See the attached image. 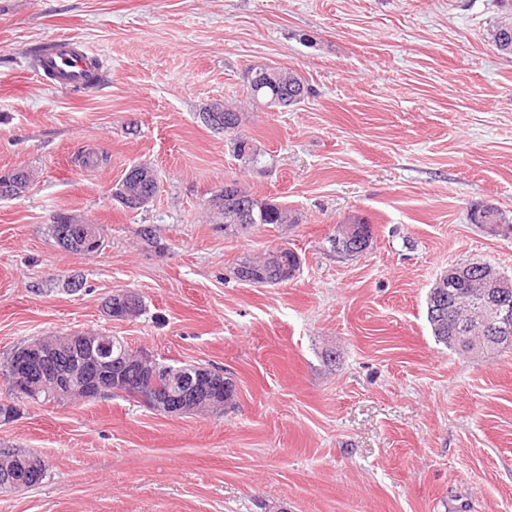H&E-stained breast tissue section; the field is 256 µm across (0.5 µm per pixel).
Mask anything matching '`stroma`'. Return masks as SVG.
<instances>
[{
  "label": "stroma",
  "instance_id": "35a3bbf8",
  "mask_svg": "<svg viewBox=\"0 0 512 512\" xmlns=\"http://www.w3.org/2000/svg\"><path fill=\"white\" fill-rule=\"evenodd\" d=\"M500 0H0V172L33 178L0 198V362L38 336L97 332L165 362L223 371L224 416L166 417L129 398L0 402V442L37 451L42 483L0 512H512V349L438 343L426 316L448 266L512 277V55L490 31ZM67 39L101 66L75 92L38 72ZM295 69L308 91L270 111L250 68ZM238 105L265 155L245 166L201 113ZM94 153L104 161L81 163ZM161 189L139 210L112 197L134 164ZM237 180L291 224L241 236L210 223ZM505 226L471 223L476 204ZM98 227L63 249L57 213ZM363 255L329 239L346 217ZM152 227L154 244L139 236ZM278 246L292 281H239ZM141 315L116 321L112 294ZM337 230H340V235L336 234V251L342 254H347L349 256L357 253H364L367 250V247L370 245L371 237H367L368 234H371V226H366L365 228L359 225V220L348 219L345 224H340L336 226ZM357 236L360 240L363 237H367L369 239V243L362 245V248H346L343 247L342 242H349V240L353 239L354 236Z\"/></svg>",
  "mask_w": 512,
  "mask_h": 512
}]
</instances>
